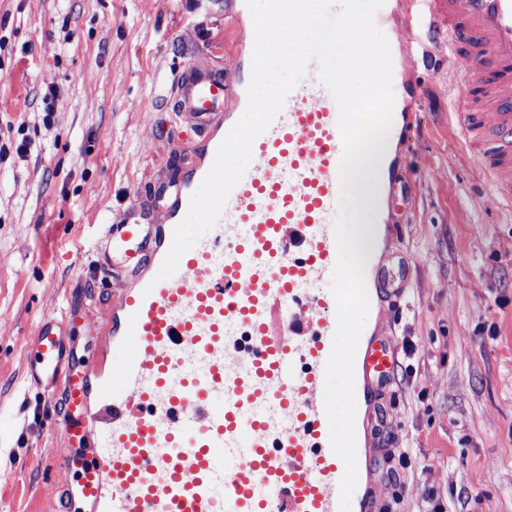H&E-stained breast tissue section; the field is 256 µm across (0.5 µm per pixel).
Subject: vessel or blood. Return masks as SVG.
Masks as SVG:
<instances>
[{"instance_id": "1", "label": "vessel or blood", "mask_w": 512, "mask_h": 512, "mask_svg": "<svg viewBox=\"0 0 512 512\" xmlns=\"http://www.w3.org/2000/svg\"><path fill=\"white\" fill-rule=\"evenodd\" d=\"M417 0H385L375 23L397 31L392 75L408 79L419 56L409 15ZM448 26V98L465 146L489 186L486 205H512V0H426ZM237 73L193 71L177 110L210 138L194 177L220 145L221 112L246 105ZM344 143L330 91L312 76L287 96L253 143V171L231 191L217 224L170 278L144 269L165 258L191 179L173 181L166 223L137 204L104 227L112 257L103 278L128 270L115 291L96 354L77 352L54 317L30 343L26 377L58 398L53 425L76 500L90 512H340L343 461L330 445L325 365L337 327L331 228ZM321 282L309 292L308 281ZM242 336L226 335L227 325ZM119 358L106 371L107 357ZM396 365L377 336L359 341L354 371L377 389ZM94 441L92 460L73 452Z\"/></svg>"}]
</instances>
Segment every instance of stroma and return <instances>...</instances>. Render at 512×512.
Returning <instances> with one entry per match:
<instances>
[{"mask_svg":"<svg viewBox=\"0 0 512 512\" xmlns=\"http://www.w3.org/2000/svg\"><path fill=\"white\" fill-rule=\"evenodd\" d=\"M228 2L0 0V512H54L72 480L25 380L30 342L67 309L80 350L94 342L86 325L108 321L102 226L134 200L163 213L159 184L204 155L174 83L233 65ZM445 54L437 45L410 77L420 120L393 152L407 187L376 217L397 228L377 262L401 295L375 300L371 318L398 363L372 399L384 430L361 435L380 512H425L430 492L446 512H512V210L476 204L484 186L449 114ZM401 448L410 466L378 473Z\"/></svg>","mask_w":512,"mask_h":512,"instance_id":"35a3bbf8","label":"stroma"}]
</instances>
